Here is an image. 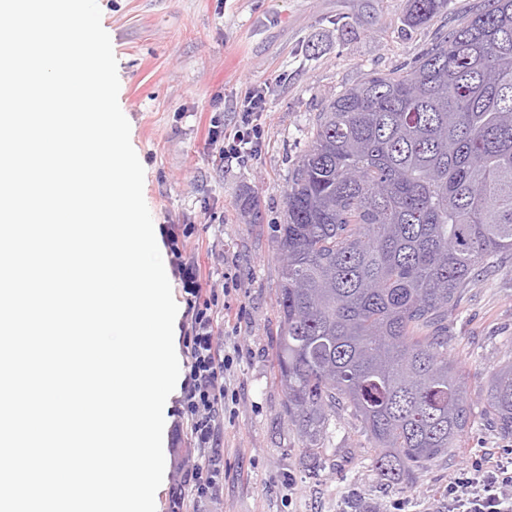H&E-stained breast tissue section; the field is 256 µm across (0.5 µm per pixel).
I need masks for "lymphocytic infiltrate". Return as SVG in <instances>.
<instances>
[{
    "mask_svg": "<svg viewBox=\"0 0 512 512\" xmlns=\"http://www.w3.org/2000/svg\"><path fill=\"white\" fill-rule=\"evenodd\" d=\"M266 89L259 86L246 93L242 110L232 129H223L213 120L208 136L220 142L219 156L224 162L246 163L262 151L263 130L260 120L265 110ZM191 228L170 225L166 231L170 263L192 311L183 324V342L190 364L182 385L180 416L186 417L190 437L199 452L209 453L207 464L180 467L179 490L173 491L171 512H182L183 488H190L195 507L207 505L224 478V471L211 453L218 446L216 417L230 388L226 376L234 363L232 354H221L214 336L212 303L202 296L200 266L186 255L183 240ZM448 512H512V470L499 462L480 459L448 485Z\"/></svg>",
    "mask_w": 512,
    "mask_h": 512,
    "instance_id": "1",
    "label": "lymphocytic infiltrate"
}]
</instances>
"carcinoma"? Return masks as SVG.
<instances>
[{
	"mask_svg": "<svg viewBox=\"0 0 512 512\" xmlns=\"http://www.w3.org/2000/svg\"><path fill=\"white\" fill-rule=\"evenodd\" d=\"M447 11L408 0L404 21ZM277 243L276 377L303 447H324L343 401L388 483L459 447L472 412L443 321L475 275L512 255V0H477L411 66L325 105ZM484 402L512 436V360Z\"/></svg>",
	"mask_w": 512,
	"mask_h": 512,
	"instance_id": "cac0c4a2",
	"label": "carcinoma"
}]
</instances>
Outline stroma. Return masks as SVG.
Segmentation results:
<instances>
[{
	"mask_svg": "<svg viewBox=\"0 0 512 512\" xmlns=\"http://www.w3.org/2000/svg\"><path fill=\"white\" fill-rule=\"evenodd\" d=\"M475 0L419 28L407 0H98L118 63V102L144 168L154 224H189L186 253L213 298L216 336L235 328L231 412L217 420L223 486L207 512H448L446 488L479 457L507 460L512 437L485 409L486 378L512 358V259L466 288L448 316V351L469 375L471 427L460 448L409 481H381L372 442L351 408L337 406L330 436L309 455L285 413L274 378L280 279L277 226L288 182L317 116L337 93L373 72L414 61L465 17ZM266 85L261 154L239 165L208 143L212 117L232 128L252 87ZM259 218L245 223V198ZM236 267L237 309L224 307V265ZM165 472L157 512H170L178 460L204 463L189 434L163 436Z\"/></svg>",
	"mask_w": 512,
	"mask_h": 512,
	"instance_id": "35a3bbf8",
	"label": "stroma"
}]
</instances>
